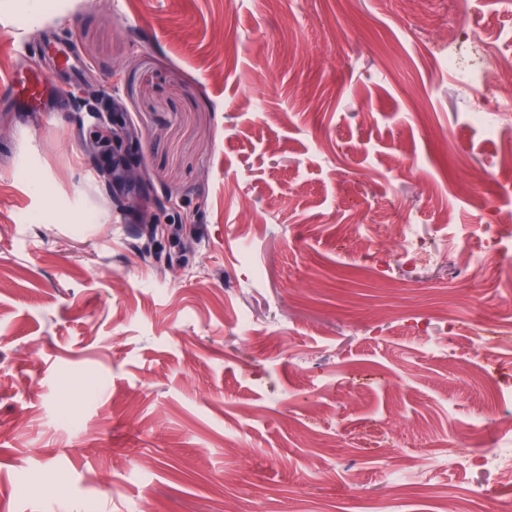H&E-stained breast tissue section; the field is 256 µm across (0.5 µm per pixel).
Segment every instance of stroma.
Listing matches in <instances>:
<instances>
[{"instance_id": "stroma-1", "label": "stroma", "mask_w": 512, "mask_h": 512, "mask_svg": "<svg viewBox=\"0 0 512 512\" xmlns=\"http://www.w3.org/2000/svg\"><path fill=\"white\" fill-rule=\"evenodd\" d=\"M468 22L512 58V0ZM442 23L449 0H0V82L36 71L54 98H0V512H463L479 485L512 512V473L440 466L397 499L377 465L447 452L512 393V335L492 385L452 340L474 315L450 258L512 209V158L470 120ZM80 82L133 132L145 184L125 194L176 199L154 215L170 236L90 177ZM399 224L447 261L397 262L378 242ZM485 261L512 319V272ZM383 416L385 448L357 447ZM116 202L119 206L130 208L134 211L138 224H141L149 240L163 237L168 232L165 226L155 223L148 204H142L138 199L130 198H117Z\"/></svg>"}]
</instances>
